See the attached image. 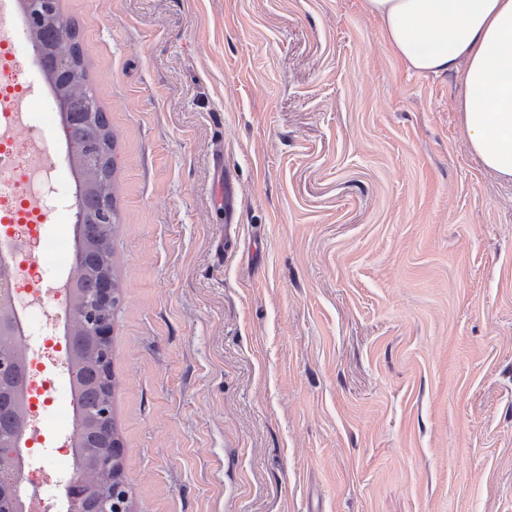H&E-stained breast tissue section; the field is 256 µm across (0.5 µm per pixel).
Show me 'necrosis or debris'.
Masks as SVG:
<instances>
[{"label":"necrosis or debris","mask_w":512,"mask_h":512,"mask_svg":"<svg viewBox=\"0 0 512 512\" xmlns=\"http://www.w3.org/2000/svg\"><path fill=\"white\" fill-rule=\"evenodd\" d=\"M22 61L11 42H0V172L9 173L7 189L0 190V241L9 243L15 258L14 297L23 317L39 315L40 339L27 343V431L31 462L66 470L69 449L49 448L41 440L46 419L59 405L63 387L58 375L68 372L69 349L55 330L53 311L58 291L44 278L42 256H63L64 242L43 233L41 217L58 207L45 194L55 165L43 159L38 140L20 142L17 132L30 126L28 87L20 79Z\"/></svg>","instance_id":"1"}]
</instances>
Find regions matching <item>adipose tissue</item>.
<instances>
[{
	"label": "adipose tissue",
	"instance_id": "ef3b65f1",
	"mask_svg": "<svg viewBox=\"0 0 512 512\" xmlns=\"http://www.w3.org/2000/svg\"><path fill=\"white\" fill-rule=\"evenodd\" d=\"M408 71L454 74L455 108L486 171L512 181V0H363Z\"/></svg>",
	"mask_w": 512,
	"mask_h": 512
}]
</instances>
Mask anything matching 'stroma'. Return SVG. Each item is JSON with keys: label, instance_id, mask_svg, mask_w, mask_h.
<instances>
[{"label": "stroma", "instance_id": "1", "mask_svg": "<svg viewBox=\"0 0 512 512\" xmlns=\"http://www.w3.org/2000/svg\"><path fill=\"white\" fill-rule=\"evenodd\" d=\"M59 7L114 139L134 512H512V183L455 76L408 71L362 0ZM36 127L72 252L79 178Z\"/></svg>", "mask_w": 512, "mask_h": 512}]
</instances>
